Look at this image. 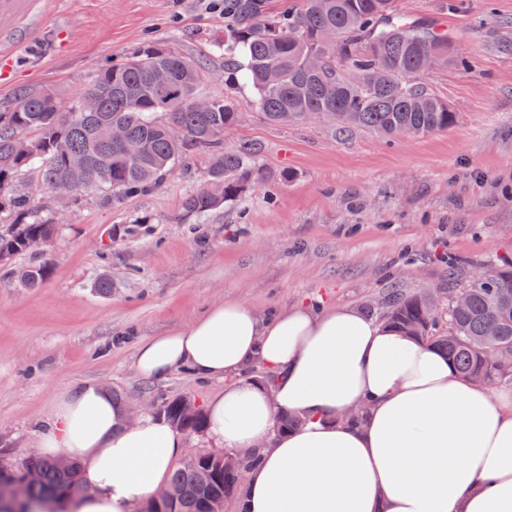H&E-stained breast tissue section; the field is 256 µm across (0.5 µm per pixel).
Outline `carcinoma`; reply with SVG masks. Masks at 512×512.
I'll return each instance as SVG.
<instances>
[{"instance_id":"carcinoma-1","label":"carcinoma","mask_w":512,"mask_h":512,"mask_svg":"<svg viewBox=\"0 0 512 512\" xmlns=\"http://www.w3.org/2000/svg\"><path fill=\"white\" fill-rule=\"evenodd\" d=\"M231 23L224 39V73L246 70L257 94V108L267 123L286 125L321 114L345 131L368 129L390 137L444 132L456 122L448 105L417 81L424 60L433 54L448 63L452 37L446 31L402 13L397 0H224ZM242 48L244 62L233 56ZM205 78L200 63L176 47L156 42L138 53L96 71L83 86L75 105L61 107L55 89L42 87L18 94L15 103L0 109V253L13 260L28 252L27 241H51L59 225L52 212L32 194L17 188L24 171L36 177L39 190L49 192L58 180L78 186V194L96 195L103 207L152 192L167 176L198 151L210 154L208 182L221 183L224 194L202 189L182 202L185 215L216 209L238 196L261 177L252 159L257 148L247 141L224 147L239 114L229 96H211L210 109L196 107ZM98 100L94 112H84L85 96ZM182 128L175 140L168 127ZM123 127L141 146L140 157L127 161L121 147L107 139L108 128ZM82 155L87 165L76 169L71 158ZM492 276L476 283L446 288L448 302L464 296L466 305L437 314L424 295L399 288L391 291L380 319L407 336L441 350L457 374L487 384L512 381V372L496 363L512 351V265L486 263ZM20 283L34 288L44 282L48 266L24 268ZM495 324L497 333L488 335ZM181 399L163 400L159 414L187 436L205 429L203 410L185 417ZM255 456H240L223 468L218 454H194L173 471L171 503L160 512H211L240 492L244 474ZM38 501L53 500L57 512L90 493L81 483L78 466L63 470L51 459L38 458ZM209 469L217 479L203 486L198 472ZM17 471L0 468V502L11 512H29L8 494Z\"/></svg>"}]
</instances>
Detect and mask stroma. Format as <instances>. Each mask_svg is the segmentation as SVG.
I'll list each match as a JSON object with an SVG mask.
<instances>
[{
	"label": "stroma",
	"instance_id": "1",
	"mask_svg": "<svg viewBox=\"0 0 512 512\" xmlns=\"http://www.w3.org/2000/svg\"><path fill=\"white\" fill-rule=\"evenodd\" d=\"M402 12L442 25L464 64L419 80L457 115L444 133L388 138L340 131L325 119L267 123L245 80L225 83L224 13L204 0H53L41 31L76 37L70 53L22 65L0 106L23 87H52L63 106L97 69L148 41L173 43L209 73L199 92L228 95L239 114L225 146L257 144L263 177L202 216L181 215L184 197L207 184L209 155L194 154L156 191L117 208L85 196L65 205L50 246L0 266V440L19 466L38 453L56 401L95 381L127 409L150 397L218 393L222 382L185 370L162 380L137 374L138 342L237 300L266 313L314 304L379 313L387 293L444 287L449 260L470 271L512 260V0H400ZM48 264L36 288L18 267ZM112 280L104 296L101 276Z\"/></svg>",
	"mask_w": 512,
	"mask_h": 512
}]
</instances>
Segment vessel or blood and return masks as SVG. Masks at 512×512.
I'll list each match as a JSON object with an SVG mask.
<instances>
[{"label":"vessel or blood","mask_w":512,"mask_h":512,"mask_svg":"<svg viewBox=\"0 0 512 512\" xmlns=\"http://www.w3.org/2000/svg\"><path fill=\"white\" fill-rule=\"evenodd\" d=\"M40 0H0V85L13 84L22 50L38 35Z\"/></svg>","instance_id":"vessel-or-blood-1"}]
</instances>
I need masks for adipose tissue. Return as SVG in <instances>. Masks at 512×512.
Returning <instances> with one entry per match:
<instances>
[{
  "instance_id": "adipose-tissue-1",
  "label": "adipose tissue",
  "mask_w": 512,
  "mask_h": 512,
  "mask_svg": "<svg viewBox=\"0 0 512 512\" xmlns=\"http://www.w3.org/2000/svg\"><path fill=\"white\" fill-rule=\"evenodd\" d=\"M147 378L185 369L221 380L207 438L258 461L244 512H512V392L456 374L428 343L365 310L305 305L259 314L228 301L137 345ZM270 372L273 383L246 377ZM364 410L362 423L346 415ZM300 424L275 432L279 415ZM41 451L81 462L79 512H138L185 446L162 419L129 422L85 382L57 402Z\"/></svg>"
}]
</instances>
